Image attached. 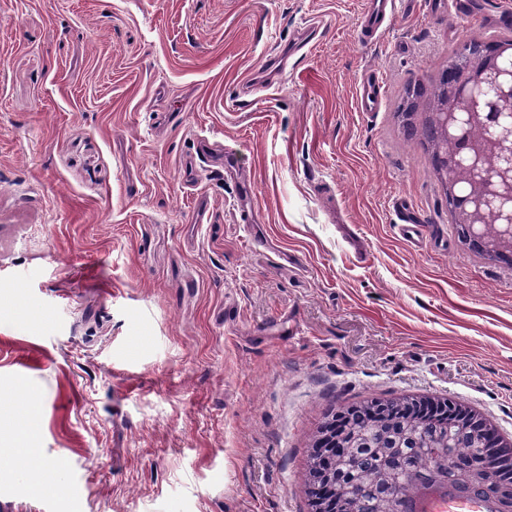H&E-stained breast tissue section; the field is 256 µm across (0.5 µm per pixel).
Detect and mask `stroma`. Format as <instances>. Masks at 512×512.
<instances>
[{
  "label": "stroma",
  "mask_w": 512,
  "mask_h": 512,
  "mask_svg": "<svg viewBox=\"0 0 512 512\" xmlns=\"http://www.w3.org/2000/svg\"><path fill=\"white\" fill-rule=\"evenodd\" d=\"M438 2L365 44V0H0V400L36 396L68 462L40 495L0 462V512H311L312 441L368 398L460 397L512 438V270L463 250L397 112L512 0ZM381 84L374 72L364 75L361 82V108L364 112H376L380 105L379 94ZM393 207L401 217V224L398 225L400 234L412 242H420L424 237L425 229L422 224H418L412 209L406 206L401 198L394 200Z\"/></svg>",
  "instance_id": "35a3bbf8"
}]
</instances>
